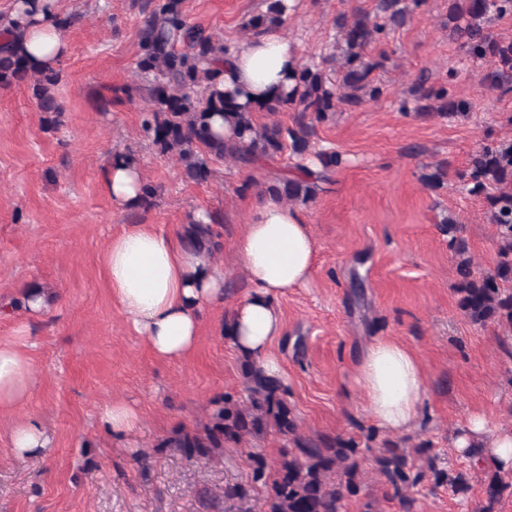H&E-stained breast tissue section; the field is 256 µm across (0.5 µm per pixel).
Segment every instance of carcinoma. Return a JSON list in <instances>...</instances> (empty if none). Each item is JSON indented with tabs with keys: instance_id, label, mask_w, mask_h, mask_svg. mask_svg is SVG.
<instances>
[{
	"instance_id": "carcinoma-1",
	"label": "carcinoma",
	"mask_w": 512,
	"mask_h": 512,
	"mask_svg": "<svg viewBox=\"0 0 512 512\" xmlns=\"http://www.w3.org/2000/svg\"><path fill=\"white\" fill-rule=\"evenodd\" d=\"M183 0H145L144 20L139 32L137 69L147 79L151 105L142 111L141 130L164 153H177L184 175L194 181L207 179L213 159H231L244 166L261 159H272L285 147L292 154L306 158L315 123L325 119L336 105L357 106L364 97L382 94L371 80L377 63L367 59L366 48L405 22L407 12L421 5V0H377L375 10L358 12L348 19L336 18L343 41L342 59L336 79L326 76L319 66L303 65L288 77V86L261 110L275 114L284 106L297 115L290 125L280 122L257 125L250 104H239L219 88V76L213 64L228 54L230 47L204 29L188 22ZM512 12V0H449L448 22L451 34L462 41L476 58L489 57L493 69L487 75L493 88L512 83V40L490 35L484 27L492 14ZM283 0H268L266 11L252 16L246 27L260 32L279 28L284 22ZM0 29L10 36L0 46V84L27 82L39 111H61L55 87L60 72L32 60L24 46V29L14 17H0ZM416 110L440 116H466V104L448 98V89L418 83L413 90ZM233 114L236 136L226 138L214 132V115ZM321 169L312 178H280L268 185L265 193L280 200L314 198L320 184L331 181L342 160L335 152H318ZM457 177L469 185V192L485 195L490 219L496 225L500 262L495 273L475 277L465 240L456 236L458 226L444 221L443 231L458 256V306L474 324L489 321L512 330V292L501 287L512 282V141L487 146L476 154L467 169ZM194 247L218 250L221 243L211 225L192 222L185 230ZM246 397L226 392L211 401L210 422L203 429L180 427L170 439L189 459H206L215 451L234 443L240 445L275 431L286 437L275 464H270L261 448H249V484L224 486V500L242 501L250 488L261 485L267 495L264 512H344L346 502L361 490L362 449L353 441L329 434L304 436L298 432L297 417L288 401L282 380L269 376L250 357L242 361ZM374 471L392 490L401 512H412L415 499L412 488L433 479L446 484L456 495L471 489L470 477L438 467L436 458L424 448L414 452L385 441L373 453ZM512 490V471H486L483 491L487 506L492 507L504 492Z\"/></svg>"
}]
</instances>
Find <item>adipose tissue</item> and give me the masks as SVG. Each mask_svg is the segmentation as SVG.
I'll list each match as a JSON object with an SVG mask.
<instances>
[{
	"mask_svg": "<svg viewBox=\"0 0 512 512\" xmlns=\"http://www.w3.org/2000/svg\"><path fill=\"white\" fill-rule=\"evenodd\" d=\"M34 13L24 23L25 45L35 60L56 66L68 45L61 35L55 0H32ZM299 65L294 42L268 32L241 42L223 64L224 92H240L242 101L258 106L287 84ZM103 180L116 208L137 204L144 185L137 165L114 157ZM316 242L302 209L263 197L250 213L240 255L251 291L228 319L227 333L242 353L255 358L272 376H280V359L271 349L283 333L276 303L289 290L303 288L312 276ZM104 265L113 301L150 351L161 360H178L197 346L201 313L224 304V270L210 263L202 249L157 224H132L112 237ZM31 338L18 329L12 342L0 343V411H10L30 395L34 383L27 353ZM355 385L366 395L370 418L378 427L405 433L423 417L425 375L413 352L389 338L374 339L360 354ZM96 424L107 436L121 439L141 427L139 414L123 402L102 408ZM17 457L42 455L51 446L43 421L26 415L10 427ZM457 454L478 451L483 466L512 467V429L490 428L488 419L472 415L453 440Z\"/></svg>",
	"mask_w": 512,
	"mask_h": 512,
	"instance_id": "1",
	"label": "adipose tissue"
}]
</instances>
